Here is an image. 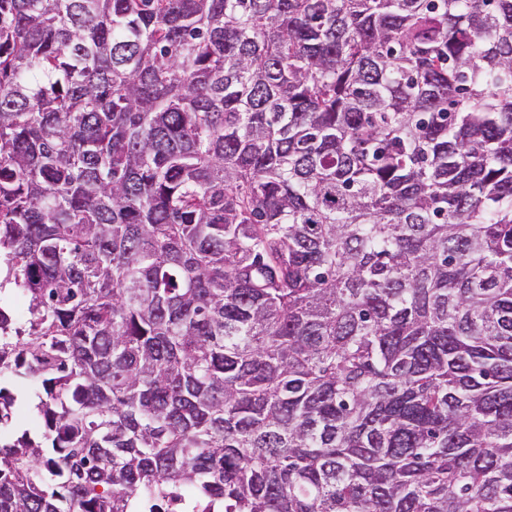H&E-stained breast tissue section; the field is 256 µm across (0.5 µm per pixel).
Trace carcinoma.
I'll list each match as a JSON object with an SVG mask.
<instances>
[{"label": "carcinoma", "mask_w": 512, "mask_h": 512, "mask_svg": "<svg viewBox=\"0 0 512 512\" xmlns=\"http://www.w3.org/2000/svg\"><path fill=\"white\" fill-rule=\"evenodd\" d=\"M3 368L0 512H512V0H0Z\"/></svg>", "instance_id": "cac0c4a2"}]
</instances>
